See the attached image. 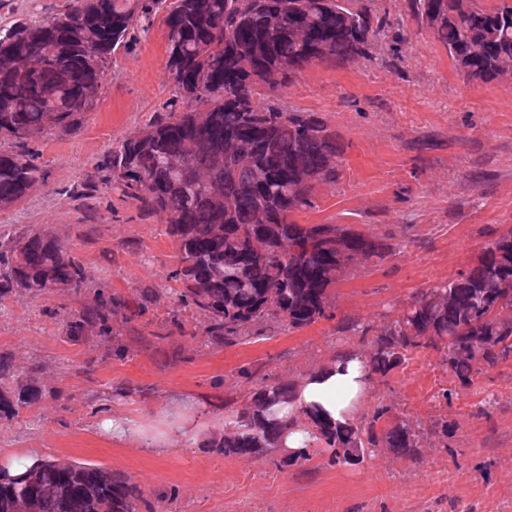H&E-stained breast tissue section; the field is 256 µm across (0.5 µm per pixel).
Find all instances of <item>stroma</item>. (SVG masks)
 Segmentation results:
<instances>
[{
    "label": "stroma",
    "instance_id": "35a3bbf8",
    "mask_svg": "<svg viewBox=\"0 0 512 512\" xmlns=\"http://www.w3.org/2000/svg\"><path fill=\"white\" fill-rule=\"evenodd\" d=\"M72 0H0V23L43 20ZM384 29L372 54L305 67L274 94L336 131L340 177L317 186L300 224H337L391 244L333 292L329 316L300 330L262 329L227 345L205 331L204 312L174 302L177 244L162 215L107 188L100 164L174 98L161 25L118 53L98 104L73 133L32 135L47 172L21 204L0 211V235L43 231L71 245L81 293L0 296V353L15 386L36 404L0 422L1 448H38L44 459L102 467L130 478L169 512H512V365L463 387L441 354L418 347L374 378L360 419L387 407L422 431L418 461L388 448L360 463L331 462L320 448L291 461L270 448L224 455L183 447L160 454L98 435L100 420L150 423L163 400L190 396L211 427L248 393L296 382L343 348L369 351L413 293L456 277L512 229V79L466 80L409 0H367ZM106 301L105 326L72 334L84 307Z\"/></svg>",
    "mask_w": 512,
    "mask_h": 512
}]
</instances>
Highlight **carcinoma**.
Listing matches in <instances>:
<instances>
[{"instance_id":"obj_1","label":"carcinoma","mask_w":512,"mask_h":512,"mask_svg":"<svg viewBox=\"0 0 512 512\" xmlns=\"http://www.w3.org/2000/svg\"><path fill=\"white\" fill-rule=\"evenodd\" d=\"M469 80L508 74L512 4L410 0ZM166 34V69L176 107L119 141L102 160L112 189L164 215L177 242L178 301L208 315L205 331L224 342L261 326L302 329L327 318L330 292L352 268L392 251L335 224H298L314 185L338 178L336 130L313 112L290 111L265 88L286 85L314 62L371 54L383 24L365 0H76L46 22L0 25V137L76 131L96 104L115 53L149 30ZM255 47L243 62L238 47ZM46 180L28 151H0V210L21 203ZM83 266L43 232L0 241V296L20 288L76 293ZM512 229L494 239L458 277L413 296L367 352L371 374L385 377L419 346L442 353L463 387L484 369L512 360ZM104 302L73 321L107 319ZM14 366L0 354V419L32 404L31 387L11 388ZM290 383L261 387L224 423L212 447L226 455L278 447L288 421L267 414L288 400ZM315 424L336 464H356L368 448L418 460L421 432L404 422L377 429ZM0 512H157L137 485L100 467L46 461L0 481Z\"/></svg>"}]
</instances>
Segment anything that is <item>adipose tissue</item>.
Returning <instances> with one entry per match:
<instances>
[{
  "mask_svg": "<svg viewBox=\"0 0 512 512\" xmlns=\"http://www.w3.org/2000/svg\"><path fill=\"white\" fill-rule=\"evenodd\" d=\"M371 387L366 355L357 349L340 350L328 362L308 370L292 385L287 405L276 410L277 416L291 420L279 441L280 452L295 459L313 451L316 438L309 425L310 416L333 426H355ZM199 411L196 399L180 396L158 410L157 425L112 416L100 421L97 428L111 440H132L139 447L167 452L191 442L208 444V435L197 422Z\"/></svg>",
  "mask_w": 512,
  "mask_h": 512,
  "instance_id": "ef3b65f1",
  "label": "adipose tissue"
}]
</instances>
